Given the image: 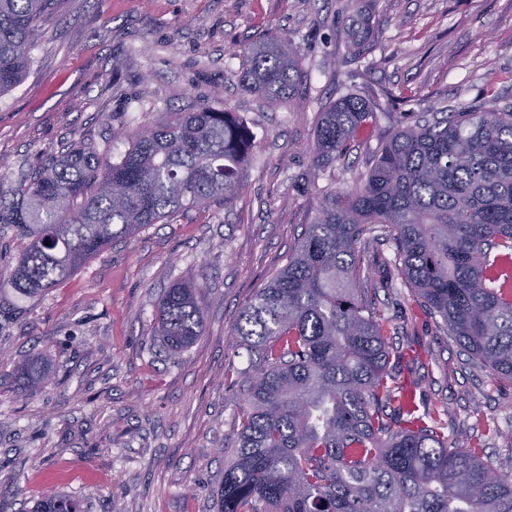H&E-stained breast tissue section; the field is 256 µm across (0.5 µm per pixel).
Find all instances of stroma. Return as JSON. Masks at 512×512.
I'll list each match as a JSON object with an SVG mask.
<instances>
[{"instance_id":"stroma-1","label":"stroma","mask_w":512,"mask_h":512,"mask_svg":"<svg viewBox=\"0 0 512 512\" xmlns=\"http://www.w3.org/2000/svg\"><path fill=\"white\" fill-rule=\"evenodd\" d=\"M357 13L378 39L355 58L342 33ZM42 31L25 79L0 95L10 178L76 144L124 152L113 113L161 122L216 89L258 147L229 205L114 240L0 336V512H30L54 492L85 512H214L253 375L236 334L242 308L287 264L312 190L367 172L396 126L388 104L430 121L481 101L490 75L512 105V0H57ZM271 36L299 52L302 106L272 110L239 85L245 48ZM347 93L381 113L310 181L319 114ZM364 256L372 278L393 280L375 301L393 345L419 358L417 404L447 407L449 444L481 438L492 468H512V445L484 435L489 423L512 430V385L490 386L447 335L399 276L392 241L369 243ZM189 277L203 287L204 334L171 359L153 341L154 311L164 288ZM33 353L55 376L16 398L14 364Z\"/></svg>"}]
</instances>
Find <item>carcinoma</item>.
I'll return each instance as SVG.
<instances>
[{"label":"carcinoma","instance_id":"obj_1","mask_svg":"<svg viewBox=\"0 0 512 512\" xmlns=\"http://www.w3.org/2000/svg\"><path fill=\"white\" fill-rule=\"evenodd\" d=\"M56 0H0V94L26 76L41 22ZM345 34L358 55L376 33ZM243 90L271 107L302 102L298 51L279 38L244 51ZM486 78L476 110L401 124L366 178L314 207L288 264L240 313L237 334L257 356L238 414L236 447L214 493L216 512H512V472L481 458V443L450 446L440 408L404 401L416 386L392 367L411 357L390 346L392 327L368 294L359 244L381 232L396 246L398 273L447 334L488 372L512 382V108ZM349 93L320 112L310 147L313 177L348 149L374 117ZM112 136L129 146L112 161L71 147L5 186L0 228L23 247L0 270V335L50 288L72 277L112 240L131 238L177 213L227 205L242 188L253 131L218 95L156 124L112 113ZM172 357L203 336L200 286L177 281L155 312ZM20 397L53 374L30 355L16 364ZM31 512H83L53 493Z\"/></svg>","mask_w":512,"mask_h":512}]
</instances>
